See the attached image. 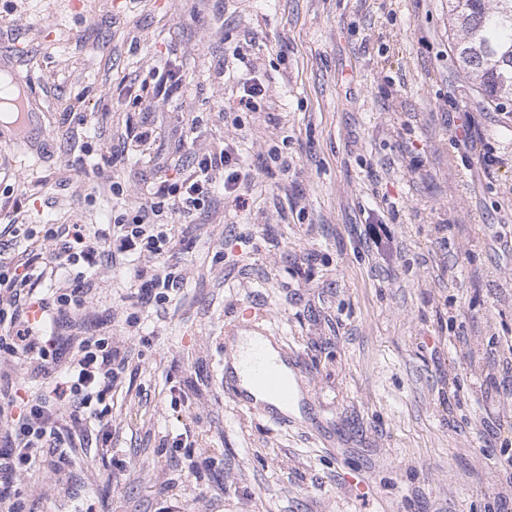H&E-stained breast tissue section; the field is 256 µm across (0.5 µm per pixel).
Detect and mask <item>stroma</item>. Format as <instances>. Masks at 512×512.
Segmentation results:
<instances>
[{
	"label": "stroma",
	"mask_w": 512,
	"mask_h": 512,
	"mask_svg": "<svg viewBox=\"0 0 512 512\" xmlns=\"http://www.w3.org/2000/svg\"><path fill=\"white\" fill-rule=\"evenodd\" d=\"M448 34V0H0V74L43 127L0 144V248L27 245L7 224L110 223L227 144L256 175L247 207L219 189L175 225L163 307H132L125 266L93 276L83 329L128 356L112 439L39 458L25 512H512V121ZM163 68L168 97L147 84ZM256 319L299 358L284 427L222 387L224 328ZM265 94V87L257 78H249L240 84L237 99L242 111H256L257 99Z\"/></svg>",
	"instance_id": "1"
}]
</instances>
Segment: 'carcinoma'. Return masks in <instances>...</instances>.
I'll return each mask as SVG.
<instances>
[{
	"label": "carcinoma",
	"instance_id": "obj_1",
	"mask_svg": "<svg viewBox=\"0 0 512 512\" xmlns=\"http://www.w3.org/2000/svg\"><path fill=\"white\" fill-rule=\"evenodd\" d=\"M451 52L481 101L498 112L512 101V0H448Z\"/></svg>",
	"mask_w": 512,
	"mask_h": 512
}]
</instances>
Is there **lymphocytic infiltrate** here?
<instances>
[{
	"label": "lymphocytic infiltrate",
	"mask_w": 512,
	"mask_h": 512,
	"mask_svg": "<svg viewBox=\"0 0 512 512\" xmlns=\"http://www.w3.org/2000/svg\"><path fill=\"white\" fill-rule=\"evenodd\" d=\"M223 181L224 191L238 206L242 193L255 177L236 148L194 158L177 183H159L147 204L133 215H120L111 229L88 224H45L33 229L14 225L15 234L32 241L35 250L48 252L50 260L37 268L29 252L7 254L0 250V355L22 359L28 370L44 378L38 391L20 395L17 387L0 390V434L7 444L0 448V512H23L18 486L37 456L54 454L63 447L64 430L95 423L102 441L112 429V392L122 382L126 355L106 336H73V353L64 374L60 362L59 323L73 324L86 304L85 287L103 262L133 256L162 257L173 243L168 219L190 218L200 209L211 185ZM74 270L75 286L51 297L34 294L38 281L52 278L58 270ZM137 301L163 305L177 278L158 266L137 269Z\"/></svg>",
	"instance_id": "f902f5d3"
}]
</instances>
